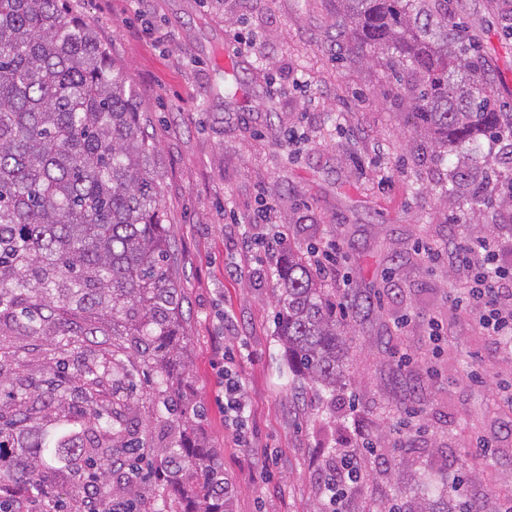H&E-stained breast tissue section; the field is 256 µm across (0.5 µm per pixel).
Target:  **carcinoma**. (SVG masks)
Listing matches in <instances>:
<instances>
[{
	"mask_svg": "<svg viewBox=\"0 0 512 512\" xmlns=\"http://www.w3.org/2000/svg\"><path fill=\"white\" fill-rule=\"evenodd\" d=\"M67 0H0V363L28 366L32 342L71 355L73 372L0 378V442L17 424L73 428L75 449L32 452L26 471L0 460V494L40 489L46 512H85L82 482L100 471L137 512H230L234 496L215 452L194 442L195 402L181 365L183 292L165 226L147 116L92 23ZM356 44L418 82L417 127L439 155L485 138L505 142L512 181V112L495 103L477 48L448 29V0H340ZM481 183L461 173L441 194ZM279 336L299 377L336 392L346 355L336 300L302 252L278 272ZM175 416L165 442L142 418L134 373ZM157 465L161 488L119 478L133 451Z\"/></svg>",
	"mask_w": 512,
	"mask_h": 512,
	"instance_id": "cac0c4a2",
	"label": "carcinoma"
}]
</instances>
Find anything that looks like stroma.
I'll list each match as a JSON object with an SVG mask.
<instances>
[{"label":"stroma","instance_id":"obj_1","mask_svg":"<svg viewBox=\"0 0 512 512\" xmlns=\"http://www.w3.org/2000/svg\"><path fill=\"white\" fill-rule=\"evenodd\" d=\"M91 21L145 108L161 199L177 250L176 279L189 319L182 334L197 433L214 448L234 490L232 512H330L326 475L354 453L363 480L341 512L395 503L423 512L425 476L465 475L475 512L512 501V349L488 336L465 296L471 274L428 263L418 245L490 241L512 265V209L487 183L485 204L445 203L456 170L494 164L496 147L437 159L416 125L412 93L365 48L346 49L339 0H68ZM482 47L488 75L503 76L497 104L512 112V34L497 0H449ZM255 41L238 65L219 64L235 36ZM297 250L334 240L322 280L354 304L344 347L349 367L334 400L297 382L275 323L276 257L241 278L224 267L264 203ZM378 307L362 304L365 296ZM440 334L430 337L427 323ZM248 348L239 373L251 400L252 447L235 444L211 367L218 337ZM489 450H482V443ZM271 455L268 477L256 461Z\"/></svg>","mask_w":512,"mask_h":512}]
</instances>
